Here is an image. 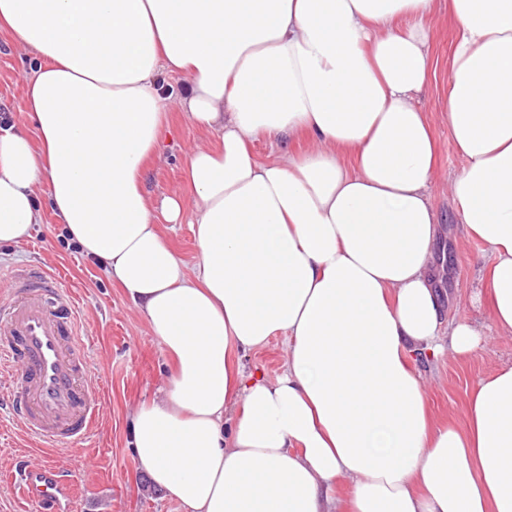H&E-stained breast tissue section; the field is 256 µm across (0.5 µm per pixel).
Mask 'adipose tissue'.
<instances>
[{
	"mask_svg": "<svg viewBox=\"0 0 512 512\" xmlns=\"http://www.w3.org/2000/svg\"><path fill=\"white\" fill-rule=\"evenodd\" d=\"M436 0H0L40 61L37 135H0V243L55 220L172 364L130 421L138 470L185 512H512V364L433 425L419 359L512 335V0H448V190L493 257L492 329L447 321L429 203ZM187 77L173 97L161 72ZM213 145L145 192L173 109ZM310 150L264 161L259 138ZM189 223L186 267L161 234ZM283 337L281 373L242 353Z\"/></svg>",
	"mask_w": 512,
	"mask_h": 512,
	"instance_id": "obj_1",
	"label": "adipose tissue"
}]
</instances>
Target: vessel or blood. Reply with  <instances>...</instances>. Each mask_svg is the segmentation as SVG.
<instances>
[{
	"label": "vessel or blood",
	"instance_id": "b4317fda",
	"mask_svg": "<svg viewBox=\"0 0 512 512\" xmlns=\"http://www.w3.org/2000/svg\"><path fill=\"white\" fill-rule=\"evenodd\" d=\"M0 369L9 375L0 404L31 442L66 446L96 430L99 370L80 337L77 297L58 274L16 270L0 287ZM14 478L21 501L37 512H67L73 490L62 467L28 456Z\"/></svg>",
	"mask_w": 512,
	"mask_h": 512
}]
</instances>
